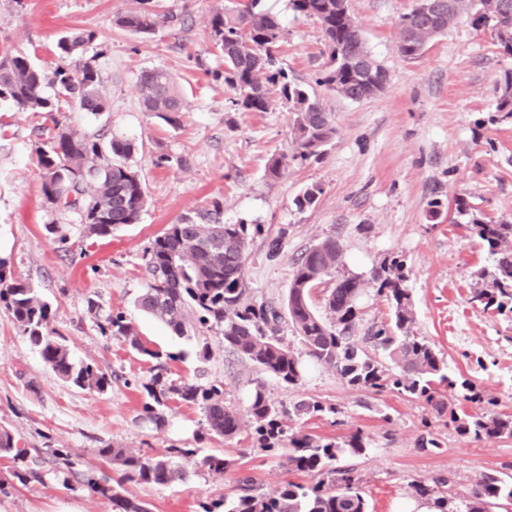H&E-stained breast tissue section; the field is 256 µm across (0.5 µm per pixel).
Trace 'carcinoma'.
<instances>
[{"label":"carcinoma","instance_id":"obj_1","mask_svg":"<svg viewBox=\"0 0 512 512\" xmlns=\"http://www.w3.org/2000/svg\"><path fill=\"white\" fill-rule=\"evenodd\" d=\"M260 0H248L217 12L212 19L216 47L224 56V83L237 98L234 105L244 112H266L272 104L271 93L292 106L295 112L293 139L297 157L316 158L336 135L331 113L316 95L288 80L276 53L283 35L281 24L269 13L257 9ZM292 8L316 18L322 25L331 68L320 82L334 89H346L342 97L360 101L385 88L388 72L380 64L369 77L352 68L346 58L371 55L361 36L346 0H290ZM449 27L459 17L474 13V21L492 20L496 36L505 53L512 55V0H443ZM115 25L132 33L148 34L156 26V14L143 8L116 16ZM398 52L413 59L423 54L434 34L413 21L411 13L400 16ZM97 34L79 29L57 42L61 64L46 73L27 56L0 52V100L13 104L19 112H59L61 105L77 103L95 115L108 111L101 91V79L95 66L87 63L76 72L64 61L93 44ZM57 88L55 96L45 87ZM140 102L149 112L171 125L179 124L185 111L183 93L169 73L161 68L145 69L138 77ZM134 145L128 139L87 135L71 129L56 132L37 149V165L42 172V193L47 206L66 209L58 200L74 194L80 200L75 211L83 230L93 236L107 237L125 224H135L147 204V195L139 173L127 164ZM221 204L200 219L183 217L168 225L155 237L145 255L147 280L136 298L143 312L164 323L180 338L191 337L201 328H217L224 336V348L236 353L288 385L302 380L299 358L279 336L281 313L271 303L254 302L247 297L245 267L248 227L220 221ZM473 231L491 253L498 255L497 271L491 289L477 294V300L494 301L496 293L512 288V252L500 249L512 238V224H484L472 220ZM344 266L343 252L336 238L328 236L313 245L298 261L288 292L287 312L306 354L317 364L331 367L352 386L373 391L384 389L407 393L424 401L437 416L449 415L458 431L474 440L484 437L512 439V413L491 412V399L484 400L472 384L462 383V400L476 404L474 412L448 410L447 391L454 388L448 368L433 346L413 334L414 313L404 265L397 258L372 272L378 283L377 294L387 301L390 319L354 336L360 320L358 298L365 282L358 276H342L336 286L326 290L325 320L313 309L311 294L324 277ZM0 303L11 313L21 333L37 347L45 363L64 379L81 389L103 391L111 378L92 363L76 362L67 346L49 329L51 307L30 282L13 276L0 260ZM105 336L125 339L131 347L151 359L160 354L146 347L133 326L117 314L98 324ZM148 398L144 409L149 419L163 420L160 408L171 397L198 404L205 413L210 435L218 440L231 439L241 431L239 415L224 406V391L215 383L169 384L160 376L142 384ZM336 407L319 401H297L285 405L274 400L262 386L254 388L247 414L251 428L267 451L279 453L281 464L289 471L319 475L313 485L287 481L279 492L267 497L257 493L254 479H238L237 493L224 499V512H367L360 491V479L351 469L336 466L340 454L353 455L365 448L361 432L343 443L323 442L308 434L290 431L287 422L303 416L334 415ZM196 448H168L160 454H141L120 446L99 449V456L112 466L116 476L102 475L87 482L91 491L112 504V512H149L145 504L128 495L125 483L158 486L190 476L185 466L194 462L202 471L221 475L236 466L223 454L197 458ZM0 456L24 460L12 433L0 428ZM422 497L433 500L438 512H447L448 498L436 487L415 485ZM512 500V482L494 474L480 477L469 495L468 512H488L491 501Z\"/></svg>","mask_w":512,"mask_h":512}]
</instances>
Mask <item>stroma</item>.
I'll list each match as a JSON object with an SVG mask.
<instances>
[{"instance_id":"1","label":"stroma","mask_w":512,"mask_h":512,"mask_svg":"<svg viewBox=\"0 0 512 512\" xmlns=\"http://www.w3.org/2000/svg\"><path fill=\"white\" fill-rule=\"evenodd\" d=\"M228 0H151L160 17L154 33L136 36L115 27L117 14L136 0H0V49L18 48L45 71L58 62L57 41L75 29H91L96 42L72 57V70L96 66L108 112L94 115L77 105L61 112H19L0 101V259L16 277L32 282L51 305L50 327L75 360L111 374L107 391L81 389L55 373L0 305V427L11 431L27 458V483H19L12 460L0 458V512H111L92 493L88 479L108 472L98 448L120 445L148 454L168 448L223 452L237 465L223 476L198 472L165 486L130 483L132 497L150 512H203L233 496L241 475L273 495L286 480L311 484L310 474H289L275 452L240 435L211 437L199 406L174 398L165 422L150 421L142 385L154 374L174 384L223 385L224 404L245 414L256 386L275 400L319 401L336 416H304L293 431L327 441L365 435L361 454L341 458L354 466L368 512H420L427 500L414 486L445 480L448 512H467L466 496L485 473L512 477V439L471 440L449 418L435 417L418 399L348 385L335 370L307 363L297 386L225 351L219 331L206 332L209 357L196 341L172 335L135 305L146 278L143 255L164 228L185 216L222 206L226 224L260 225L250 234L245 269L251 299L284 307L293 270L302 254L336 236L345 272L366 277L359 299L357 335L387 320L389 308L368 277L384 258L404 259L414 333L444 358L448 375L466 379L512 412V295L501 306L475 301L489 287L481 270L495 258L473 233V219L512 224V115L498 111L504 75L512 71L490 25L462 15L430 41L416 59L397 50V22L413 0H349L350 11L373 56L388 71L385 89L352 101L316 78L327 71L320 24L293 11L289 0H261L283 27L280 62L294 82L314 89L330 112L336 135L324 154L296 159L295 114L274 101L266 112L235 107L224 82V62L212 36L211 18ZM179 18L170 24L168 15ZM172 73L186 103L179 125L143 112L138 76L148 68ZM100 131L132 140L130 164L138 170L148 204L138 223L108 237L87 235L76 216L48 208L35 149L56 127ZM167 156L158 165L159 156ZM289 162L276 178L270 157ZM320 191L315 205L298 209L296 197ZM470 205L459 215L456 199ZM442 215L430 220L432 201ZM63 225L67 243L48 232ZM278 251H271L272 240ZM123 314L142 341L161 353L150 359L124 339L101 335L97 319ZM431 432L436 447L417 448ZM68 452L73 470L60 468L56 451Z\"/></svg>"}]
</instances>
